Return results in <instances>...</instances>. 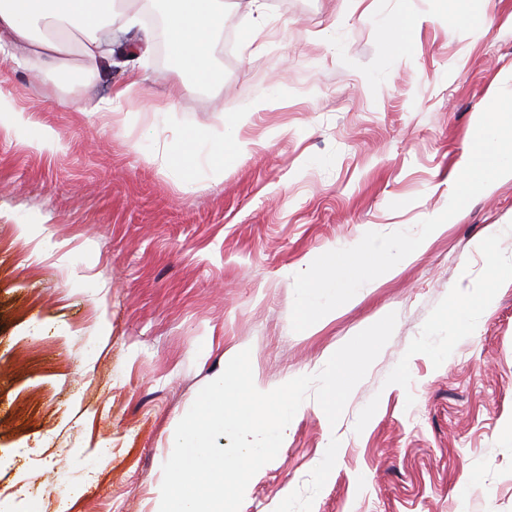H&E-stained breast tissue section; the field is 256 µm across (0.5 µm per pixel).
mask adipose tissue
<instances>
[{
	"mask_svg": "<svg viewBox=\"0 0 512 512\" xmlns=\"http://www.w3.org/2000/svg\"><path fill=\"white\" fill-rule=\"evenodd\" d=\"M167 3L165 39L174 70L191 74L192 88L223 91L216 48L224 34V0ZM137 21L128 0H0V53L16 63L34 59L59 72L91 77L112 33L130 30ZM277 97L273 90L242 106L238 119L213 128L208 140L194 147L190 162L209 159L223 165L229 139L235 140L237 155L247 154V142L238 138L240 117L272 106Z\"/></svg>",
	"mask_w": 512,
	"mask_h": 512,
	"instance_id": "1",
	"label": "adipose tissue"
}]
</instances>
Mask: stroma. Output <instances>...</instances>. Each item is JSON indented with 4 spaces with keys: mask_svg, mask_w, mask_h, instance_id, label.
Segmentation results:
<instances>
[{
    "mask_svg": "<svg viewBox=\"0 0 512 512\" xmlns=\"http://www.w3.org/2000/svg\"><path fill=\"white\" fill-rule=\"evenodd\" d=\"M262 3L224 0L216 99L155 51L61 90L37 62L0 65L30 121L0 130V512H59L75 491L72 512H150L172 425L231 356L250 350L275 388L391 312L338 423L307 398L240 512H512V240H487L512 225V179L396 275L291 324L293 277L316 257L444 210L479 114L512 88V0ZM133 74L175 112L154 118L151 97L78 111ZM276 82L240 130L246 157L172 175L169 155ZM485 287L479 320L463 317L456 293ZM445 309L450 338L431 330Z\"/></svg>",
    "mask_w": 512,
    "mask_h": 512,
    "instance_id": "1",
    "label": "stroma"
}]
</instances>
